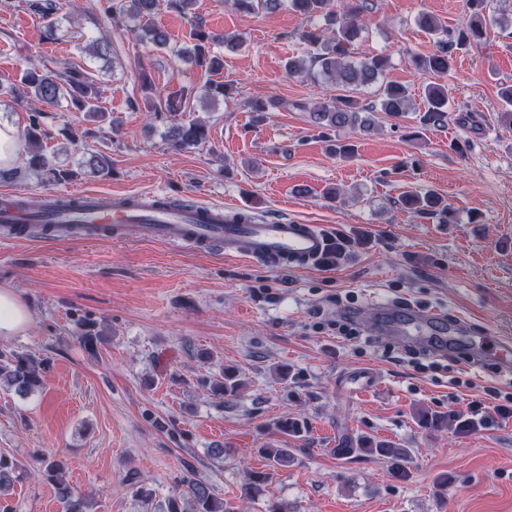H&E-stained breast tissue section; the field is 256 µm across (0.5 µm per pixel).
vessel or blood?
I'll return each instance as SVG.
<instances>
[{"label":"vessel or blood","mask_w":512,"mask_h":512,"mask_svg":"<svg viewBox=\"0 0 512 512\" xmlns=\"http://www.w3.org/2000/svg\"><path fill=\"white\" fill-rule=\"evenodd\" d=\"M82 207L62 212L51 209L48 220L56 224L54 236L90 238L114 235L133 242L157 241L197 249L223 247L225 255L257 260L272 268H308L323 261L332 249L331 239L316 224L259 217L244 224L227 223L231 205L201 204L187 211L152 208V193L116 195L100 191L78 192ZM377 322L387 331L447 343L449 335L465 330L461 317H448L437 309L378 308Z\"/></svg>","instance_id":"1"}]
</instances>
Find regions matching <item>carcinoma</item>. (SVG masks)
<instances>
[{
	"instance_id": "1",
	"label": "carcinoma",
	"mask_w": 512,
	"mask_h": 512,
	"mask_svg": "<svg viewBox=\"0 0 512 512\" xmlns=\"http://www.w3.org/2000/svg\"><path fill=\"white\" fill-rule=\"evenodd\" d=\"M231 7L240 14L253 15L262 10H274L285 4L305 19L320 17L325 27L310 28L302 32L301 39L312 47V54L306 61L290 60L288 74L302 75L310 80L334 83L351 91L376 83L387 67L383 55L354 56V47L360 39L363 27L358 19L367 9L366 0H229ZM468 22L454 31L442 25L436 18L425 15L419 20V27L429 34L437 36L436 50L430 55L415 56L414 68L424 74L439 77L448 75L453 69L455 53L480 41L487 25V0H467ZM172 9L187 17L192 26L191 38L194 44L191 50L182 52L194 66L209 76L204 84L203 98L209 101L224 99L229 86L222 81L210 78L212 73L223 66L222 58L211 51L214 45L224 44L234 48L239 44L236 35L218 34L207 31L197 16L195 0H115L107 11L112 15H129L142 22L139 38L158 50L170 45V36L154 21L162 7ZM31 8L47 20V36L55 37L57 27L53 15L58 10L56 0H39ZM0 96L15 103H26L34 99L48 106L66 103L72 112H87L93 115L101 112L99 106L100 88L93 75L85 70L69 69L63 72L49 67L45 63H29L20 79L15 83L0 85ZM192 93L179 89L152 101L154 112H178L188 107ZM410 105V97L405 86L387 83L380 97V110L392 117H400ZM292 107L309 112V120L317 129L330 130L356 127L364 133L370 132L375 124L372 118L373 108L361 105L353 96L334 98L315 105L312 109L294 103ZM32 118L24 129L23 137L28 154V163L37 169L50 168V160L43 153L42 129L38 122L41 110L31 108ZM448 122V90L445 85L430 83L425 88L424 110L420 114L419 128L441 126ZM207 140L206 126L198 121L172 128L171 147L180 150L188 146H197ZM88 176H104L111 172L108 159L100 153H90L79 164V171L62 169L55 171L60 179L72 178L76 173ZM405 204L416 211L427 212L443 217V222H454L453 211L442 199L434 194L418 195L408 193ZM97 322L84 323L85 331L80 336L84 349L95 352L98 344L104 341L96 330ZM51 369V360L39 358L23 351L0 349V383L10 388L15 395L27 397L39 392ZM240 387L239 372L234 367L224 368V380L211 386V393L227 401L236 397ZM419 425L434 431L447 423V417L421 412ZM275 428L285 437L301 438L306 433L307 422L299 419H285L275 422ZM263 455L276 468L288 467L294 462L289 448H261ZM336 454L341 457L362 455L382 458L389 463L394 474L405 477L412 459L409 448H399L389 442L375 440L367 436L343 439L336 446ZM31 466L16 458L0 455V512H10L9 505L1 501L13 483L20 481L30 472L42 476L55 486L56 494L65 512H85L83 499L68 480L66 463L54 456L42 455L34 459ZM168 512H228L224 500L217 497L210 484L196 478L193 469L186 468L181 480L179 495L168 500Z\"/></svg>"
}]
</instances>
